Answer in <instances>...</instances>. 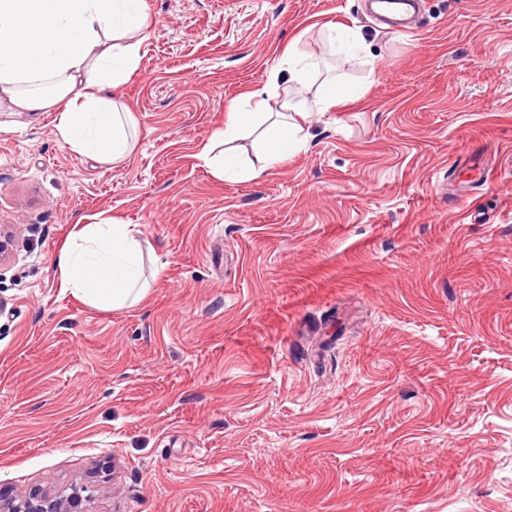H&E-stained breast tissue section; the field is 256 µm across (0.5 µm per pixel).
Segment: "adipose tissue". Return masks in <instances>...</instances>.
Returning <instances> with one entry per match:
<instances>
[{
  "label": "adipose tissue",
  "mask_w": 512,
  "mask_h": 512,
  "mask_svg": "<svg viewBox=\"0 0 512 512\" xmlns=\"http://www.w3.org/2000/svg\"><path fill=\"white\" fill-rule=\"evenodd\" d=\"M149 25L144 0H0V112H54L57 129L72 151L102 164L125 158L135 145L131 112L105 94L137 71L139 36ZM291 81L314 87L327 112L355 94L336 79L315 82L317 62L289 45L278 65ZM252 105L232 104L222 128L203 143L199 156L215 177L242 169L233 142L258 135L259 166L242 169L255 180L305 146L308 134L296 118L305 104L292 99L270 105L256 93ZM135 225L115 219L76 224L57 267L65 291L106 311L141 302L148 286L140 269Z\"/></svg>",
  "instance_id": "1"
}]
</instances>
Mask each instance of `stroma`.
I'll return each mask as SVG.
<instances>
[{
    "mask_svg": "<svg viewBox=\"0 0 512 512\" xmlns=\"http://www.w3.org/2000/svg\"><path fill=\"white\" fill-rule=\"evenodd\" d=\"M136 146L0 112V492L88 512H512V0H145ZM356 31L350 57L323 34ZM359 94L256 180L198 156L290 41ZM149 292L63 291L77 219ZM83 488L73 487L66 493H30L20 499H4L0 492L1 512H86Z\"/></svg>",
    "mask_w": 512,
    "mask_h": 512,
    "instance_id": "stroma-1",
    "label": "stroma"
}]
</instances>
